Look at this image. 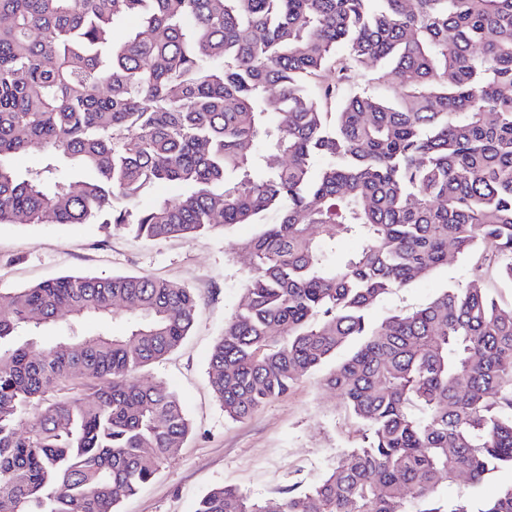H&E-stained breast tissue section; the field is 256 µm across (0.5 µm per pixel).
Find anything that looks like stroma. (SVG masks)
Here are the masks:
<instances>
[{
  "label": "stroma",
  "mask_w": 512,
  "mask_h": 512,
  "mask_svg": "<svg viewBox=\"0 0 512 512\" xmlns=\"http://www.w3.org/2000/svg\"><path fill=\"white\" fill-rule=\"evenodd\" d=\"M257 231V225L238 224L222 234L154 243L98 224H0V289L68 274L132 273L172 281L196 297L195 323L182 345L137 374L179 396L193 433L169 451L137 496L122 501L121 512H195L201 496L223 485L274 502L290 485L321 479L342 449L362 442L360 426L325 386L321 370L237 421L225 416L211 392V353L245 284L248 259L241 246ZM470 266L449 253L447 264L428 278L383 296L369 311L372 322L425 306L448 285L466 282ZM511 485L512 468L503 467L478 483L459 477L438 495L448 502L467 499L476 508Z\"/></svg>",
  "instance_id": "obj_1"
}]
</instances>
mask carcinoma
Segmentation results:
<instances>
[{
	"label": "carcinoma",
	"mask_w": 512,
	"mask_h": 512,
	"mask_svg": "<svg viewBox=\"0 0 512 512\" xmlns=\"http://www.w3.org/2000/svg\"><path fill=\"white\" fill-rule=\"evenodd\" d=\"M0 17V224L154 242L261 224L210 358L232 420L355 344L324 382L363 444L275 510L225 485L196 512H410L408 493L415 512H512V486L475 511L437 496L512 467V310L481 266L422 309L368 316L450 246L512 283V0H0ZM368 68L391 97L355 88ZM33 144L40 164L17 170ZM196 307L135 274L0 290V512H119L155 476L191 423L132 376L182 344ZM62 312L101 330L31 357Z\"/></svg>",
	"instance_id": "obj_1"
}]
</instances>
